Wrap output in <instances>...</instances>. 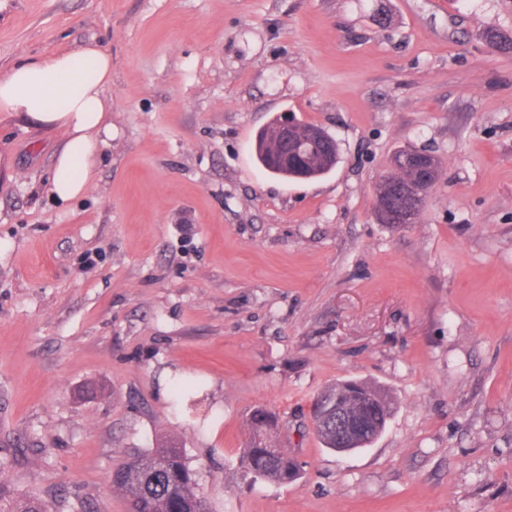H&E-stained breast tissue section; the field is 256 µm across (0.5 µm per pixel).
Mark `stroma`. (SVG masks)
<instances>
[{
    "label": "stroma",
    "instance_id": "1",
    "mask_svg": "<svg viewBox=\"0 0 512 512\" xmlns=\"http://www.w3.org/2000/svg\"><path fill=\"white\" fill-rule=\"evenodd\" d=\"M512 0H0V75L95 41L112 137L49 191L58 133L0 113V485L128 512L112 473L173 441L211 512H512ZM283 112L329 174L257 164ZM432 152L414 223L375 216L391 155ZM393 402L324 448L316 398ZM300 476L254 478L250 416ZM336 400L351 403L364 415L385 424L392 413V399L380 389L363 381L345 380L323 392L314 402L313 411L320 424V436L324 446L337 452H350L363 440L371 426L367 418L350 412L346 407L336 405ZM336 418V420H335ZM336 425L342 442L336 448ZM338 438V439H339Z\"/></svg>",
    "mask_w": 512,
    "mask_h": 512
}]
</instances>
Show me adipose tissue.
<instances>
[{
  "mask_svg": "<svg viewBox=\"0 0 512 512\" xmlns=\"http://www.w3.org/2000/svg\"><path fill=\"white\" fill-rule=\"evenodd\" d=\"M112 58L97 44L17 64L0 76V112L61 137L50 189L61 202L92 185V167L112 133Z\"/></svg>",
  "mask_w": 512,
  "mask_h": 512,
  "instance_id": "adipose-tissue-1",
  "label": "adipose tissue"
}]
</instances>
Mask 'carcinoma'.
I'll list each match as a JSON object with an SVG mask.
<instances>
[{"mask_svg": "<svg viewBox=\"0 0 512 512\" xmlns=\"http://www.w3.org/2000/svg\"><path fill=\"white\" fill-rule=\"evenodd\" d=\"M485 40L498 52L512 54V35L497 30L485 33ZM313 124L297 121L299 145L291 148L294 156L282 161L278 151L256 152L258 164L265 171L288 179H313L330 172L337 163L335 139L326 135L328 150L309 153L302 143ZM418 169L406 166L393 169L378 185L379 204L400 206L403 199L398 187L413 181ZM350 403L364 415L387 423L392 413V399L383 391L363 381L345 380L323 392L314 402V416L320 424L319 436L325 447L336 449V401ZM251 440L244 450L248 469L254 476L278 484L292 483L299 477L294 459L270 443L267 429L274 426L272 415L263 408L251 416ZM113 484L128 501L129 512H209L206 498L196 489L195 473L181 448L166 443L152 451L126 460L114 471ZM0 512H50V506L36 499L4 496L0 488Z\"/></svg>", "mask_w": 512, "mask_h": 512, "instance_id": "cac0c4a2", "label": "carcinoma"}]
</instances>
